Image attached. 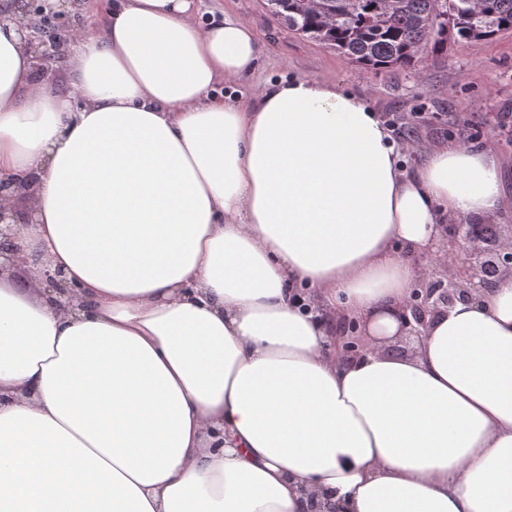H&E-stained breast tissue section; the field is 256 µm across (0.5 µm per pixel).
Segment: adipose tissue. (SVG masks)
I'll return each mask as SVG.
<instances>
[{
	"label": "adipose tissue",
	"mask_w": 512,
	"mask_h": 512,
	"mask_svg": "<svg viewBox=\"0 0 512 512\" xmlns=\"http://www.w3.org/2000/svg\"><path fill=\"white\" fill-rule=\"evenodd\" d=\"M197 12L113 0L64 90L0 0V181L32 182L28 276L0 271V512H512V274L385 351L441 225L502 207L495 147L407 170L336 83L219 94L261 46ZM349 320L369 348L341 361Z\"/></svg>",
	"instance_id": "obj_1"
}]
</instances>
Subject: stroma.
Returning a JSON list of instances; mask_svg holds the SVG:
<instances>
[{
    "label": "stroma",
    "mask_w": 512,
    "mask_h": 512,
    "mask_svg": "<svg viewBox=\"0 0 512 512\" xmlns=\"http://www.w3.org/2000/svg\"><path fill=\"white\" fill-rule=\"evenodd\" d=\"M223 13L249 24L264 47L253 75L235 82V90L248 95L292 77L342 84L391 126L404 147V166L417 164L423 147L435 141L490 143L512 196V30L487 40L449 41L443 52L419 57L408 68L375 70L288 30L268 0H200L201 20Z\"/></svg>",
    "instance_id": "stroma-1"
}]
</instances>
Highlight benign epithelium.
<instances>
[{
    "label": "benign epithelium",
    "mask_w": 512,
    "mask_h": 512,
    "mask_svg": "<svg viewBox=\"0 0 512 512\" xmlns=\"http://www.w3.org/2000/svg\"><path fill=\"white\" fill-rule=\"evenodd\" d=\"M23 12L39 17L33 25H23L24 42L33 53L36 73L44 77L61 59L62 46L69 38H49L44 32L46 17L55 19L59 29L65 28L67 13L62 4L34 5L31 0L23 6ZM25 223L18 212L0 206V270L16 266L13 259L16 248L14 239L17 225ZM441 239L434 255L451 258V270L444 278H422L411 287L407 302L399 309L398 318L402 331L419 339L424 335L429 315L450 308L456 301L468 299L473 292L494 284L501 276L512 273V244L490 232L483 224H442ZM46 287L67 298L71 289L62 279L61 272L45 273ZM360 328L350 321L336 328L334 346L338 357L347 361L366 349L358 336Z\"/></svg>",
    "instance_id": "benign-epithelium-1"
}]
</instances>
